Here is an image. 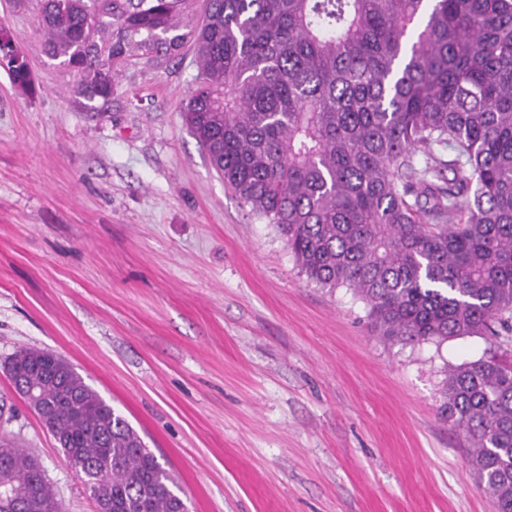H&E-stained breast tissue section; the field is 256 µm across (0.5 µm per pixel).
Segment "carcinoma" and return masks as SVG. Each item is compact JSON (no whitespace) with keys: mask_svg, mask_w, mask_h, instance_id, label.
Instances as JSON below:
<instances>
[{"mask_svg":"<svg viewBox=\"0 0 512 512\" xmlns=\"http://www.w3.org/2000/svg\"><path fill=\"white\" fill-rule=\"evenodd\" d=\"M84 108L125 69L191 45L182 117L307 279L349 288L400 343L512 334V0H31ZM23 93L29 64L0 26ZM15 391L98 512H188L171 473L73 366L21 348ZM442 411L512 512V366L448 371ZM0 512H64L38 458L0 440Z\"/></svg>","mask_w":512,"mask_h":512,"instance_id":"carcinoma-1","label":"carcinoma"}]
</instances>
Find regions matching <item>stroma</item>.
Masks as SVG:
<instances>
[{
	"mask_svg": "<svg viewBox=\"0 0 512 512\" xmlns=\"http://www.w3.org/2000/svg\"><path fill=\"white\" fill-rule=\"evenodd\" d=\"M0 25L35 78L0 69V434L67 512L97 505L7 376L21 348L71 363L190 512H497L440 406L450 367L512 364V335L393 343L351 290L308 281L184 124L193 51L84 109L36 11L0 0Z\"/></svg>",
	"mask_w": 512,
	"mask_h": 512,
	"instance_id": "1",
	"label": "stroma"
}]
</instances>
